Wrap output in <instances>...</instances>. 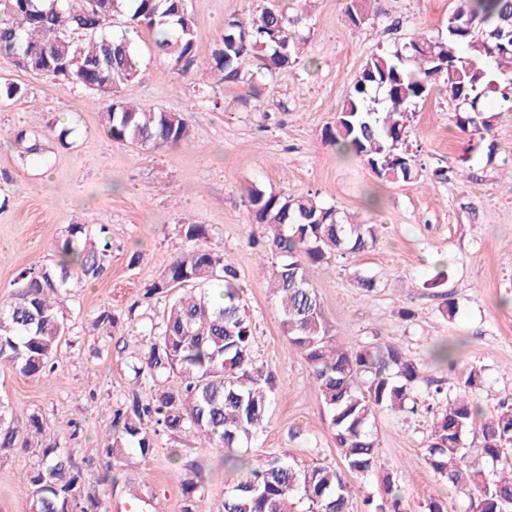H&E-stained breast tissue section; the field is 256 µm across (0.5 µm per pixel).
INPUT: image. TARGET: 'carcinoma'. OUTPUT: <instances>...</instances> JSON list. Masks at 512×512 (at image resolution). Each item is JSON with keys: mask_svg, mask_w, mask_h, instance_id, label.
I'll return each instance as SVG.
<instances>
[{"mask_svg": "<svg viewBox=\"0 0 512 512\" xmlns=\"http://www.w3.org/2000/svg\"><path fill=\"white\" fill-rule=\"evenodd\" d=\"M282 0L260 13L232 19L212 53L222 80L246 84L259 96L246 59L275 73L297 62L304 41L303 15L288 14ZM369 0H348L349 20L365 22ZM120 20L133 31L152 33L157 55L173 70L195 62V21L186 0H0V56L21 70L79 85L112 103L102 113L114 141L152 150L191 142L188 120L177 112L141 108L117 93L134 82L139 56ZM455 103V124L465 134L495 126L497 113L480 105L496 93L512 111V0H457L447 36H419L401 48L373 54L363 65L323 138L361 157L377 177L410 182L419 173L418 154L408 144L411 108L426 100L437 81ZM13 145L21 161L41 157L38 134L19 131ZM250 220L267 229V245L280 262L269 271L281 331L304 359L330 418L342 466L300 469L285 455L254 461L241 451L262 427L270 385L253 358L254 329L242 302L236 268L224 251L207 243L203 224H180L182 245L143 299H168L161 322L151 326L149 345L132 366L134 384L161 391L144 401L132 392L126 409L112 418V437L101 463H75L47 438L44 420L18 413L0 400V451L24 450L28 437L43 438L45 467L29 476L32 512H98L85 494L87 477L100 484L130 465L126 449L153 453L162 432L188 433L224 448V468L233 474L218 512H348L355 479L376 475L392 512H406L393 476L379 470L372 422L377 414L432 415L425 461L469 501V512H512V406L486 412L466 397L444 405L448 390L434 382L429 402L412 395L422 363L398 347L376 342L343 347L328 321L308 269L332 256L362 253L376 245L380 225L355 224L307 194L241 188ZM104 224H71L55 249L56 259L20 274L13 300L0 305V368L26 377L53 372L67 326L60 298L72 284L99 278L111 254ZM178 382L168 384L169 378ZM480 433L483 457L501 465L494 477L464 461L463 441Z\"/></svg>", "mask_w": 512, "mask_h": 512, "instance_id": "carcinoma-1", "label": "carcinoma"}]
</instances>
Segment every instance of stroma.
Returning <instances> with one entry per match:
<instances>
[{"instance_id":"1","label":"stroma","mask_w":512,"mask_h":512,"mask_svg":"<svg viewBox=\"0 0 512 512\" xmlns=\"http://www.w3.org/2000/svg\"><path fill=\"white\" fill-rule=\"evenodd\" d=\"M268 0H188L197 31L196 61L188 73L164 69L140 32L137 79L122 95L146 108L181 113L193 135L189 145L152 151L108 137L105 100L72 84H60L17 68L0 57V85L14 83L22 96L0 97V301L16 290L19 273L40 265L68 225H107L112 253L95 281L71 288L64 300L69 330L53 373L25 377L0 372V400L37 414L52 441L75 462L103 460L112 414L126 408L133 387L132 360L148 343L164 297L144 302L179 244L184 223L202 224L212 246L234 262L253 321V356L270 375L273 404L265 425L247 444L258 458L288 454L299 467L340 466L310 369L282 334L266 269L277 262L262 225L250 223L240 189L247 184L285 193H313L341 215L382 232L369 251L338 255L310 267L328 320L349 347L368 342L395 345L423 364L415 387L442 379L449 397H468L490 411L512 404V112H500L495 94L485 108L497 111L484 136L459 131L454 105L433 91L416 106L411 141L422 168L409 183L378 178L357 156L325 144L349 88L367 58L393 51L412 37H446L455 0H372L364 24L353 25L346 0H290L304 12L299 61L261 81L265 109L242 103L243 85L210 69L211 55L230 17L259 13ZM69 127L67 143L55 130ZM18 130L48 137L46 159L20 161L11 135ZM376 280L373 291L358 277ZM454 301V317L443 314ZM118 319L112 332L96 321L102 310ZM410 317H403V310ZM465 339L460 355L434 363L429 351L442 340ZM476 367L481 381L463 387V368ZM430 416L378 414L373 430L379 462L406 495L409 512H425L429 498L448 512H467L468 500L425 461ZM224 450L185 435L160 434L148 457L112 483L88 481L100 512H181L178 462L201 467V512H217L224 496ZM43 448L0 452V512H31L27 477L42 466Z\"/></svg>"}]
</instances>
